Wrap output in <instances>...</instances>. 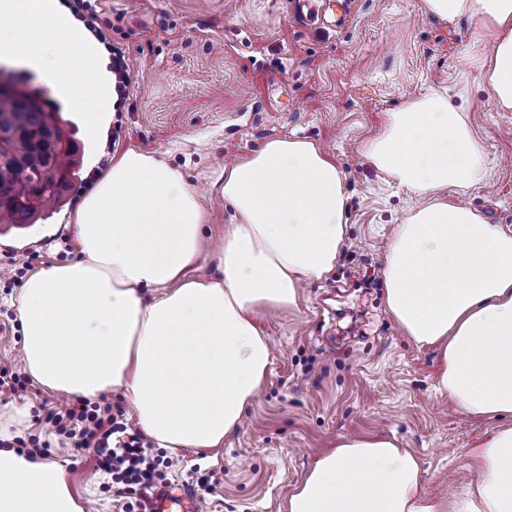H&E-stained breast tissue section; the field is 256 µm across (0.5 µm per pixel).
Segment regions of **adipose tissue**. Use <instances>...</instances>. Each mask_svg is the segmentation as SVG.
<instances>
[{
  "label": "adipose tissue",
  "instance_id": "adipose-tissue-1",
  "mask_svg": "<svg viewBox=\"0 0 512 512\" xmlns=\"http://www.w3.org/2000/svg\"><path fill=\"white\" fill-rule=\"evenodd\" d=\"M448 24L478 21L474 62L499 110L512 111V0H422ZM38 73L100 140L117 101L105 46L60 0H0V56ZM362 154L422 198L386 249L385 309L401 333L439 353L438 386L476 417H512V232L441 199L489 168L449 93L388 113ZM234 211L215 248L218 276L196 275L206 221L178 172L130 149L72 212L80 256L33 273L14 307L23 364L44 389L86 399L122 390L159 447H220L266 384L258 315L297 307L346 243L342 172L318 144L267 141L226 165ZM472 491L425 490L396 439H340L314 458L287 512H512V425L474 449ZM0 512H84L63 468L0 448Z\"/></svg>",
  "mask_w": 512,
  "mask_h": 512
}]
</instances>
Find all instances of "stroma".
Returning a JSON list of instances; mask_svg holds the SVG:
<instances>
[{"label":"stroma","instance_id":"stroma-1","mask_svg":"<svg viewBox=\"0 0 512 512\" xmlns=\"http://www.w3.org/2000/svg\"><path fill=\"white\" fill-rule=\"evenodd\" d=\"M126 51L128 97L102 142L91 141L35 72L12 68L16 85L42 92L72 140L76 175L63 202L22 229L0 233V367L20 368L22 334L11 304L20 288L3 272L38 270L76 259L67 219L90 172H104L128 149L166 161L207 214L199 270L216 275L212 243L232 211L221 187L224 164L266 141L307 138L343 174L347 244L334 269L312 281L294 310L264 312L272 345L268 379L223 448L167 451L170 485L189 484L200 465L217 483L206 512H285L315 453L344 436L396 437L420 463L426 490L462 497L473 482L469 449L500 425L451 409L436 389V351L402 336L384 307L381 270L395 224L416 202L362 155L387 112L429 89H466L468 120L490 170L451 203L512 230V112L495 107L472 58L487 36L476 22L451 25L425 14L421 0H355L346 25H299L290 0H97ZM97 165H90L91 156ZM66 396L46 391L0 394L1 408L28 417L15 435L56 443L47 410ZM79 501L95 512H122L105 492L91 449L53 452Z\"/></svg>","mask_w":512,"mask_h":512}]
</instances>
